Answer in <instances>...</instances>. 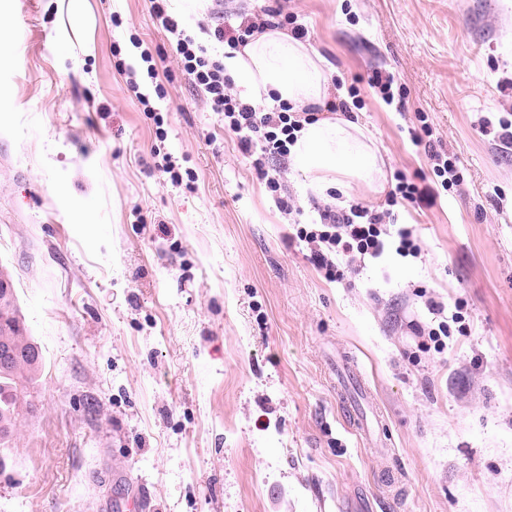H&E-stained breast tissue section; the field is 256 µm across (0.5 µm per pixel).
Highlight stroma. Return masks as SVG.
Masks as SVG:
<instances>
[{
  "label": "stroma",
  "instance_id": "1",
  "mask_svg": "<svg viewBox=\"0 0 512 512\" xmlns=\"http://www.w3.org/2000/svg\"><path fill=\"white\" fill-rule=\"evenodd\" d=\"M223 3L298 13L384 189L322 197L289 167L270 192L152 0H0V270L45 357L0 512H512V0ZM133 35L167 90L161 142L114 68ZM379 69L403 107L372 94ZM421 112L462 180L396 208L420 256L325 278L297 223L429 172ZM432 301L464 318L440 349Z\"/></svg>",
  "mask_w": 512,
  "mask_h": 512
}]
</instances>
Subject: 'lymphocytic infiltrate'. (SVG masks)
<instances>
[{
  "mask_svg": "<svg viewBox=\"0 0 512 512\" xmlns=\"http://www.w3.org/2000/svg\"><path fill=\"white\" fill-rule=\"evenodd\" d=\"M167 2L168 0H153V12L161 27L171 35L175 43L183 74L204 93L213 111L223 114L225 128L239 137L243 150L252 158L253 167L261 172L270 161L288 157L302 121L311 120V113L292 111L290 105L285 103L264 112L243 102L231 92L230 80L224 75L223 60L218 55L209 53L207 47L211 44H225L234 49L271 26L290 27L292 35L305 38L307 29L299 23L297 15L271 9L266 15H259L254 20L236 25L225 21L209 33V42L203 45L197 43L194 36L169 13ZM132 45L140 50L139 65L127 64L121 56L120 48L116 47L112 50L114 67L119 73L126 75L129 91L141 110L153 120L157 128L156 134L161 137L165 134L164 117L155 102L165 99L167 91L157 81L158 68L153 55L142 49L140 40H133ZM141 71L145 72L147 79L152 80V92H145L138 82L137 74ZM430 160L434 176L433 187L422 188L406 176H399L395 187L387 194L388 206L423 202L430 204L436 200L440 191L458 185L460 174L453 157L434 151L430 154ZM385 218V212L357 202L340 212L330 208L324 210L320 216V224L298 228L297 236L310 245L312 262L329 278L337 275V256L343 255L351 259L366 255L380 256L385 247V238L392 232L398 237L396 252L399 256H418L420 247L410 228L402 224L396 230H388Z\"/></svg>",
  "mask_w": 512,
  "mask_h": 512,
  "instance_id": "lymphocytic-infiltrate-1",
  "label": "lymphocytic infiltrate"
}]
</instances>
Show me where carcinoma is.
I'll return each instance as SVG.
<instances>
[{"label": "carcinoma", "instance_id": "1", "mask_svg": "<svg viewBox=\"0 0 512 512\" xmlns=\"http://www.w3.org/2000/svg\"><path fill=\"white\" fill-rule=\"evenodd\" d=\"M0 340L11 343L19 353L14 363L0 368V447H5L19 419L35 410L30 386L43 368V357L28 356L38 344L26 331L13 290L0 298Z\"/></svg>", "mask_w": 512, "mask_h": 512}]
</instances>
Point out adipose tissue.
I'll return each instance as SVG.
<instances>
[{
	"label": "adipose tissue",
	"mask_w": 512,
	"mask_h": 512,
	"mask_svg": "<svg viewBox=\"0 0 512 512\" xmlns=\"http://www.w3.org/2000/svg\"><path fill=\"white\" fill-rule=\"evenodd\" d=\"M224 74L257 106L291 105L293 111L323 107L331 96V71L306 41L265 29L238 49H225ZM293 168L318 192L372 185L381 173L377 149L362 130L343 119L303 123L290 148Z\"/></svg>",
	"instance_id": "adipose-tissue-1"
}]
</instances>
